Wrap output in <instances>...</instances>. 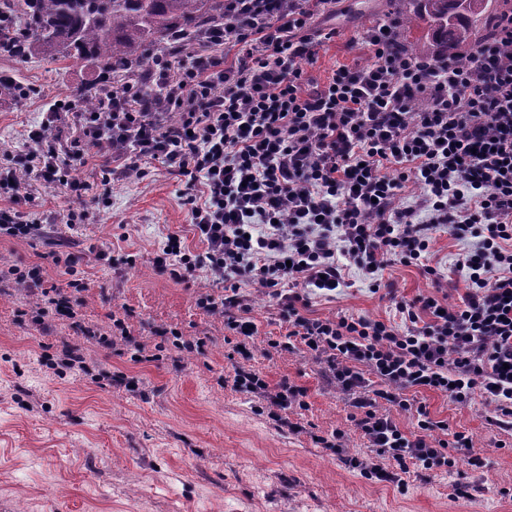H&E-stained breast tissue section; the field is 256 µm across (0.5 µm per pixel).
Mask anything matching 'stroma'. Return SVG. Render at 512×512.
I'll return each mask as SVG.
<instances>
[{
    "label": "stroma",
    "instance_id": "35a3bbf8",
    "mask_svg": "<svg viewBox=\"0 0 512 512\" xmlns=\"http://www.w3.org/2000/svg\"><path fill=\"white\" fill-rule=\"evenodd\" d=\"M408 8L407 0H341L329 21L336 36L320 48L309 75L321 82L338 66L365 58L367 27ZM0 70L28 91L21 100H0V163L19 154L26 127L55 100L100 79L87 64L44 56L0 57ZM179 190L178 179L161 170L114 188L106 207L40 187L30 211L83 208L86 224L76 232L47 224L26 241L0 238V265L38 262L52 248L83 252L88 289L79 318L108 331L113 314L124 311L132 335L105 350L66 321L40 332L29 318L35 299L19 284H0V512H512V433L489 429L481 400L458 406L432 391L416 395L434 418L469 436L474 449H488L480 470L463 456L454 473L434 472L425 483L410 473L399 486L363 479L318 447L313 435L340 429L348 455L374 454L351 421L346 394L323 384L319 364L268 346L287 332L275 303L252 290L258 336L245 360L229 343L223 318L194 305L195 295H219L221 282L200 271L185 286L154 269L152 258L168 234L202 248ZM103 245L134 255L135 264L116 274L101 270L93 250ZM382 280L406 301L434 292L413 265L388 266ZM309 313L396 318L392 302L354 269L335 295L312 297ZM159 327L187 341L204 338L206 346L199 353L156 352ZM67 346L78 350L83 370L46 366L45 356L61 358ZM139 350L147 361H134ZM239 364L270 387L287 380L306 390V408L288 412L301 432L276 429L258 414L257 398L225 384ZM113 371L136 378L137 388L103 383ZM461 478L483 486L477 501L453 498Z\"/></svg>",
    "mask_w": 512,
    "mask_h": 512
}]
</instances>
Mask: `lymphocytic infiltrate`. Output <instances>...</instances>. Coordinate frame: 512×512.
<instances>
[{"label": "lymphocytic infiltrate", "mask_w": 512, "mask_h": 512, "mask_svg": "<svg viewBox=\"0 0 512 512\" xmlns=\"http://www.w3.org/2000/svg\"><path fill=\"white\" fill-rule=\"evenodd\" d=\"M337 2L224 0L223 19L205 32L176 33L144 72L99 83L95 109L70 99L50 106L27 130L25 154L0 166V238L27 240L47 223L24 209L35 186L105 205L104 187L159 164L182 178L204 249L168 235L155 270L178 284L200 270L221 280L223 295H198L195 305L223 317L245 358L258 334L251 289L275 300L288 332L270 347L312 356L349 397L363 438L397 465L351 457V468L397 483L412 471L453 472L466 449L480 469L487 458L469 437L403 393L434 391L457 405L481 398L489 425L512 430V10L491 20L461 64L407 54L396 43L400 17L390 14L364 32V61L317 84L306 67L336 34L321 20ZM99 158L100 181L72 177L71 162ZM439 231L475 242L447 273L430 257ZM50 257L64 284L39 263L0 271L38 301L40 331L65 320L107 349L113 333L128 335L121 317L108 334L77 321L84 255ZM395 262L419 267L434 286L453 276L468 290L458 304L398 301L397 325L308 316L311 295L336 291L349 268L375 282ZM232 386L262 400L277 428L297 431L288 411L305 408L302 387L273 388L242 367ZM384 401L412 415L413 431L381 412Z\"/></svg>", "instance_id": "obj_1"}]
</instances>
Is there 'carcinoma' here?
Segmentation results:
<instances>
[{"mask_svg": "<svg viewBox=\"0 0 512 512\" xmlns=\"http://www.w3.org/2000/svg\"><path fill=\"white\" fill-rule=\"evenodd\" d=\"M402 16L398 40L419 56L439 48H459L476 37L470 18L481 15L489 0H415ZM17 19L18 30L6 39L25 42L26 55L80 60L110 75L143 65L148 47L165 48L179 29L199 33L206 23L224 17V0H0V13ZM423 19L436 36L412 39Z\"/></svg>", "mask_w": 512, "mask_h": 512, "instance_id": "1", "label": "carcinoma"}]
</instances>
